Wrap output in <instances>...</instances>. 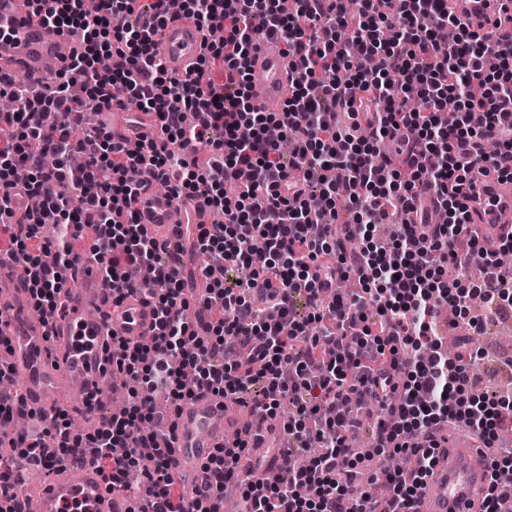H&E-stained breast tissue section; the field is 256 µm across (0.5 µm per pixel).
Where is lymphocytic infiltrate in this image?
Segmentation results:
<instances>
[{
  "label": "lymphocytic infiltrate",
  "mask_w": 512,
  "mask_h": 512,
  "mask_svg": "<svg viewBox=\"0 0 512 512\" xmlns=\"http://www.w3.org/2000/svg\"><path fill=\"white\" fill-rule=\"evenodd\" d=\"M84 2L32 0L48 31L80 43L42 94L0 76L16 102L0 113V218L20 194L41 201L5 224L8 254L50 319L78 258L72 241L92 227L112 301L139 293L157 323L141 341L112 343V365L136 385L122 409L86 433L57 412L10 438L13 458L48 473L90 459L132 512H213L202 500L185 508L168 447L182 406L209 391L282 419L288 455L307 458L246 481L257 463L236 438L207 459L215 494L234 485L251 512H408L434 464V434L454 424L490 447L512 413L511 397L481 389L468 346L448 353L436 331L449 307L483 333L476 294L492 314L512 309V277L498 263L512 238L486 249L467 233L466 204L487 168L512 177V44L462 24L448 0H358L353 12L346 0H182L211 40L179 75L156 53L171 0H97L92 13ZM264 36L287 47L292 95L278 112L252 104L248 64ZM116 104L153 115L158 138L120 142L83 126L85 113ZM340 112L351 121L341 131ZM149 182L201 198L222 222L159 242L134 206ZM391 223L392 241L375 240V226ZM188 238L204 257L198 296L181 260ZM476 260L480 280L449 277V266ZM351 277L356 294L332 284ZM193 302L205 322H190ZM371 407L375 454L406 465L381 469L356 496L349 437Z\"/></svg>",
  "instance_id": "obj_1"
}]
</instances>
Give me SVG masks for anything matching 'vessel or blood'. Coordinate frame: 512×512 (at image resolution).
<instances>
[{
    "label": "vessel or blood",
    "mask_w": 512,
    "mask_h": 512,
    "mask_svg": "<svg viewBox=\"0 0 512 512\" xmlns=\"http://www.w3.org/2000/svg\"><path fill=\"white\" fill-rule=\"evenodd\" d=\"M502 0H449L462 23L478 26L494 17ZM208 33L190 20L174 17L164 27L157 52L169 70L182 72L196 64ZM70 48L69 42L51 34L34 15L29 0H0V70L23 72L32 86H40L48 69ZM254 104L265 112L280 111L290 96L288 57L277 39H263L253 55L248 75ZM115 140H133L143 135L156 137L152 115L142 117L137 128L120 119L112 121ZM470 221L485 230L487 247H494L498 234L490 225L512 212V181L496 175L477 176L470 194ZM139 221L158 239L173 236L176 223L207 224L211 217L197 199L177 201L169 193L144 187L135 202ZM24 272L10 259H0V308L10 312L8 345L0 346V361L28 383L33 404L46 414L58 410H80L87 425H97L87 413L92 394L105 385V361L113 338L131 341L149 335L155 312L140 296L105 305L108 287L100 268L81 256L74 267V285L63 298L61 311L52 321L31 316L33 300L24 284ZM222 399L204 393L184 405L177 430L169 446L172 471L178 479L186 505L207 493L204 469L210 451L224 446L226 431L234 427ZM252 451L262 462L265 475L285 473L286 460L280 452L283 424L268 417L251 419ZM482 443L462 451L441 442L437 461L426 479L413 512H478L489 474L483 462ZM28 512H125L112 496L94 466L83 464L53 473L42 490L33 496Z\"/></svg>",
    "instance_id": "obj_1"
}]
</instances>
